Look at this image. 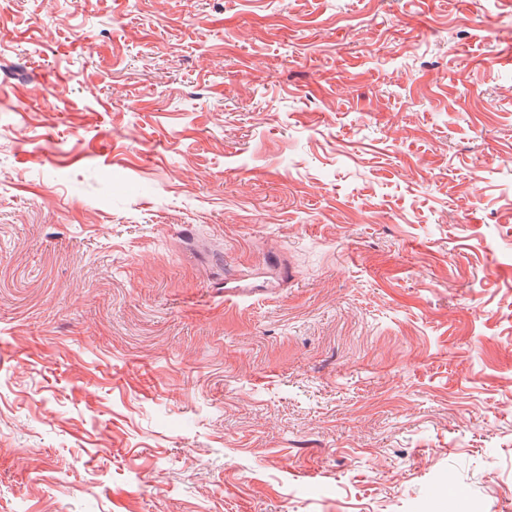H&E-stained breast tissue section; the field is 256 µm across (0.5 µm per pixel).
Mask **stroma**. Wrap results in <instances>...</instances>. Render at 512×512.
Here are the masks:
<instances>
[{
	"instance_id": "1",
	"label": "stroma",
	"mask_w": 512,
	"mask_h": 512,
	"mask_svg": "<svg viewBox=\"0 0 512 512\" xmlns=\"http://www.w3.org/2000/svg\"><path fill=\"white\" fill-rule=\"evenodd\" d=\"M0 512H512V0H0ZM249 276L244 272H237L234 274H229L224 277V283L227 285L229 283H234L236 285L232 287L224 286V299L225 302L232 301L233 299L245 298L253 295L257 291L262 289L255 288L250 284L246 283Z\"/></svg>"
}]
</instances>
